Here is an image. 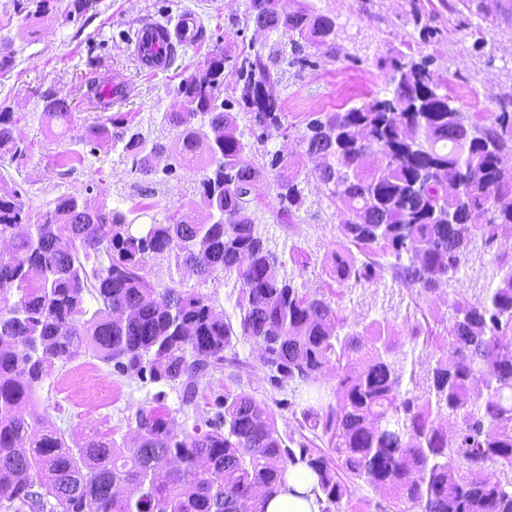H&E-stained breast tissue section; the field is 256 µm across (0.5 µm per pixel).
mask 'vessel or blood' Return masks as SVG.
<instances>
[{"mask_svg": "<svg viewBox=\"0 0 512 512\" xmlns=\"http://www.w3.org/2000/svg\"><path fill=\"white\" fill-rule=\"evenodd\" d=\"M197 37L195 18L184 15L172 26L154 21L143 23L130 45L141 70L156 75L168 71L179 49L196 41ZM130 93L131 86L127 79L116 73L111 81L102 86L99 103L107 109L126 101Z\"/></svg>", "mask_w": 512, "mask_h": 512, "instance_id": "obj_1", "label": "vessel or blood"}]
</instances>
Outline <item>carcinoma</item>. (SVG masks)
Masks as SVG:
<instances>
[{
    "mask_svg": "<svg viewBox=\"0 0 512 512\" xmlns=\"http://www.w3.org/2000/svg\"><path fill=\"white\" fill-rule=\"evenodd\" d=\"M57 3L13 0L29 27ZM279 3L248 0L244 23L288 48L213 50L175 87L184 111L166 115L168 145L126 113L77 130L69 103L42 95L39 128L91 153L111 144L137 178L167 154L196 176L207 218L181 205L134 233L131 215L149 205L73 194L34 214L0 174V512H262L298 464L317 475L320 512H341L361 481L382 495L376 512H512V242L501 235L512 224V101L464 126L434 59L399 52L379 62L392 90L307 122L301 143L320 159L325 197L345 202L322 269L350 291L389 276L416 302L448 297L451 311L441 331L386 317L352 327L334 293L303 292L285 272H303L311 255L278 254L250 217L269 206L266 187L279 224L306 203L292 158L267 149L272 132L288 131L268 86L284 65L301 74L317 54L336 55L332 18ZM18 122L1 103L0 169L29 158ZM247 150L257 161L244 165ZM92 252L108 264L86 269ZM486 254L474 302L459 273ZM172 257L205 281L235 279L239 321L220 317L210 295L151 280L148 263ZM87 294L99 303L91 314ZM240 337L272 388L325 382L285 438L269 405L229 388L213 418L180 432L165 409L139 410L131 448L112 431L71 444L32 409L44 380L83 351L120 375L178 386L191 406L201 379L234 364L226 352ZM407 343L433 363L404 390L396 354Z\"/></svg>",
    "mask_w": 512,
    "mask_h": 512,
    "instance_id": "carcinoma-1",
    "label": "carcinoma"
}]
</instances>
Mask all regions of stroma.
Segmentation results:
<instances>
[{
  "mask_svg": "<svg viewBox=\"0 0 512 512\" xmlns=\"http://www.w3.org/2000/svg\"><path fill=\"white\" fill-rule=\"evenodd\" d=\"M307 2L335 21L336 55L319 57L317 67L301 75L286 72L274 86L273 95L286 115L288 133L273 134L268 144L270 150L296 160L307 202L294 223L287 226L276 223L264 208L256 210L254 218L278 251H288L296 244L323 256L336 247V214L343 204L325 198L318 161L309 157L299 142L310 114L333 112L359 103L365 94L384 92L386 76L377 61L399 50L432 56L440 72L447 74L448 92L462 111L485 116L498 111L500 102L512 99V0ZM246 5L247 0H97L77 21L67 23L59 16L48 17L37 24L34 34L23 36L19 33L22 20L15 14L13 0H0V21L6 23L0 30V40L11 42L15 52L14 68L0 76V103L23 115L15 134L33 143L25 167L11 172L9 179L32 210H46L68 193H88L107 206L127 208L135 193L134 178L115 152L100 149L81 161L66 162V141L41 134L33 117L42 107L44 93L66 99L81 124L96 117L98 89L117 71L132 87L131 97L119 104V111L135 113L142 127L161 129L166 113L183 109L174 87L208 51L220 46L234 56L249 42L275 41V34L258 33L243 25ZM186 14L196 17L201 39L180 49L168 71L155 76L143 73L128 51L142 20L172 24ZM419 14L433 18L443 31L441 39L430 43L422 39L415 22ZM192 179V174L180 169L170 174L159 170L150 176L146 185L155 193L156 206L144 216V223L163 219L165 209L194 201ZM148 271L153 281H174L186 290L214 294L216 313L238 319L240 285L235 279L206 283L173 260L150 265ZM235 353L233 367L214 372L200 382L196 398L199 414L213 415L212 401L228 384L260 401L275 399L253 344L239 340ZM100 371L112 385L109 408L91 412L76 398L59 394L57 379L66 373L62 367L36 393L39 413L46 415L67 440H79L93 429H114L127 442H134L136 431L129 426V418L138 409L152 406L159 394L172 413L175 428L192 426L178 390L161 382L145 384L134 377L117 375L105 365Z\"/></svg>",
  "mask_w": 512,
  "mask_h": 512,
  "instance_id": "stroma-1",
  "label": "stroma"
}]
</instances>
